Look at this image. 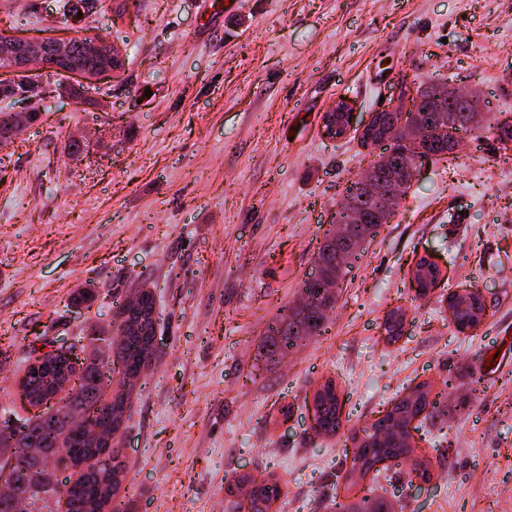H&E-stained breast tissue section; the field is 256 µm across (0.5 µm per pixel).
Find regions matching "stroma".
<instances>
[{
	"mask_svg": "<svg viewBox=\"0 0 512 512\" xmlns=\"http://www.w3.org/2000/svg\"><path fill=\"white\" fill-rule=\"evenodd\" d=\"M60 2L0 0V35L102 38L125 65H34L0 94V113L39 115L0 145V409L34 416L18 392L31 345L103 348L136 282L159 323L112 437L121 512H238L236 479L271 472L285 491L271 512L373 492L396 512H512V149L493 130L512 121V0H92L79 16ZM403 81L478 93L488 127L420 165L322 334L266 362L267 324L299 301L337 203L379 153L355 131L326 138L322 116L339 98L386 110ZM423 256L443 280L420 298ZM84 287L88 308L71 302ZM464 288L487 307L469 334L445 305ZM396 306L407 322L390 344ZM329 377L358 430L428 388L438 409L411 437L428 484L393 461L354 472L348 436L314 430Z\"/></svg>",
	"mask_w": 512,
	"mask_h": 512,
	"instance_id": "1",
	"label": "stroma"
}]
</instances>
